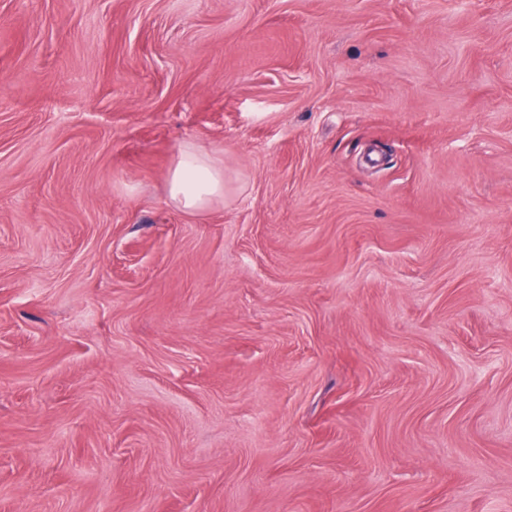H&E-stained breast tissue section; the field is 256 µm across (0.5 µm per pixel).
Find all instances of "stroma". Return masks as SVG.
<instances>
[{
    "mask_svg": "<svg viewBox=\"0 0 512 512\" xmlns=\"http://www.w3.org/2000/svg\"><path fill=\"white\" fill-rule=\"evenodd\" d=\"M0 512H512V0H0ZM167 184L168 197L176 208L191 215L202 214L224 194V165L197 146L186 144Z\"/></svg>",
    "mask_w": 512,
    "mask_h": 512,
    "instance_id": "stroma-1",
    "label": "stroma"
}]
</instances>
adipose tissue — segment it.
I'll return each mask as SVG.
<instances>
[{"label": "adipose tissue", "instance_id": "1", "mask_svg": "<svg viewBox=\"0 0 512 512\" xmlns=\"http://www.w3.org/2000/svg\"><path fill=\"white\" fill-rule=\"evenodd\" d=\"M168 197L180 211L196 215L207 211L224 193V168L195 145H184L171 168Z\"/></svg>", "mask_w": 512, "mask_h": 512}]
</instances>
